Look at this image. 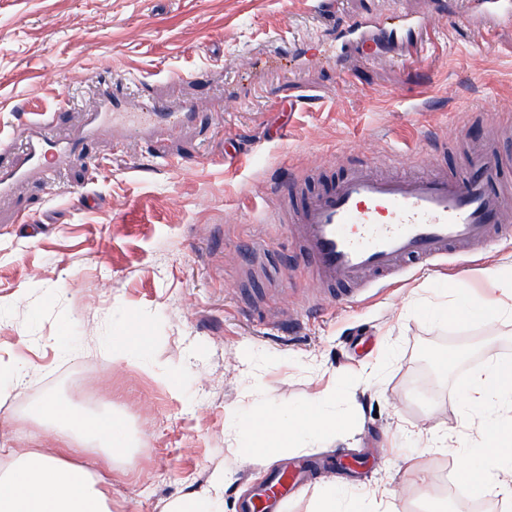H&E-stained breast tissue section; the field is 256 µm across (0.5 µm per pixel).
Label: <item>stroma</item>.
Segmentation results:
<instances>
[{
  "label": "stroma",
  "instance_id": "stroma-1",
  "mask_svg": "<svg viewBox=\"0 0 512 512\" xmlns=\"http://www.w3.org/2000/svg\"><path fill=\"white\" fill-rule=\"evenodd\" d=\"M322 1L348 16L426 14L429 58L402 65L370 43L339 77ZM282 38L301 50L279 62ZM126 74L139 79L128 111L161 99L193 104L195 119L159 135L85 132L98 87ZM32 112L48 117L46 149L69 157L0 193V370L24 375L0 380V445L51 447L39 410L57 400L89 416L111 409L126 426L113 457L81 442L110 512H165L226 469L221 508L240 512L270 471L315 461L276 512H315L327 485L392 512L418 499L448 512L432 494L439 472L481 439L460 411L458 371L512 353V320L451 324L420 310L449 303L452 279L494 294L485 271L512 265V241L462 245L389 287L323 303L274 189L357 157L409 168L432 150L462 169L484 126L512 117V26L478 32L467 0H0V173L22 164ZM121 326L145 344L116 360ZM330 393L336 436L274 462L241 452L245 413ZM442 435L447 447L434 448Z\"/></svg>",
  "mask_w": 512,
  "mask_h": 512
}]
</instances>
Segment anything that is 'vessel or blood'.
Segmentation results:
<instances>
[{
    "mask_svg": "<svg viewBox=\"0 0 512 512\" xmlns=\"http://www.w3.org/2000/svg\"><path fill=\"white\" fill-rule=\"evenodd\" d=\"M469 15L487 32L512 25V0H471ZM327 21L349 46L380 40L418 52L428 38L423 17L397 14L389 26L376 18L331 15ZM105 112L115 123L149 133L169 118L163 103L125 113L107 94L89 130L99 129ZM499 132L497 124L487 125L485 140L474 143L458 174L429 159L413 175H382L358 162L317 188L294 180L282 184V213L323 294L331 300L351 297L357 287L385 284L406 267L447 255L459 242L491 247L512 238V181L487 146Z\"/></svg>",
    "mask_w": 512,
    "mask_h": 512,
    "instance_id": "obj_1",
    "label": "vessel or blood"
}]
</instances>
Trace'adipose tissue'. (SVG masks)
Segmentation results:
<instances>
[{
	"instance_id": "ef3b65f1",
	"label": "adipose tissue",
	"mask_w": 512,
	"mask_h": 512,
	"mask_svg": "<svg viewBox=\"0 0 512 512\" xmlns=\"http://www.w3.org/2000/svg\"><path fill=\"white\" fill-rule=\"evenodd\" d=\"M487 274L508 294V301L474 299L460 291L447 307L424 308L423 316L485 322L512 318V266L491 268ZM330 405V399L324 397L274 415L252 413L236 427L240 445L249 453L271 457L298 439L323 440L336 435L341 420ZM463 410L480 417L486 440L485 445L461 455L466 475L482 498L511 501L512 363L493 358L480 368L467 384ZM42 417L57 449L26 454L22 463L0 478V512H109L105 492L93 487L84 466L67 461L66 456L73 451L72 433L85 427L106 447H123V424L108 414L87 418L55 401L45 403Z\"/></svg>"
}]
</instances>
